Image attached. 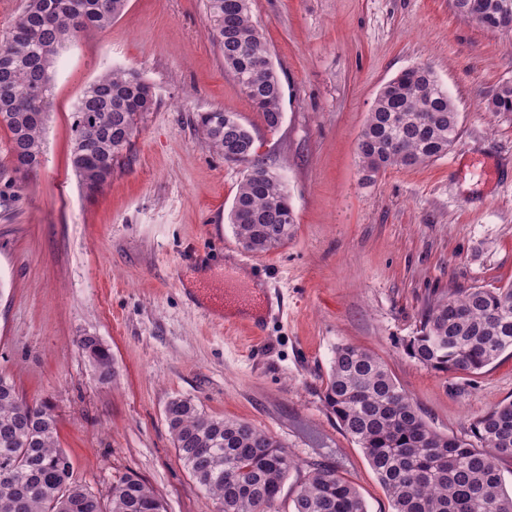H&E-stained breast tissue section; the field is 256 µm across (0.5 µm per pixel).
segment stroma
<instances>
[{
  "label": "stroma",
  "mask_w": 512,
  "mask_h": 512,
  "mask_svg": "<svg viewBox=\"0 0 512 512\" xmlns=\"http://www.w3.org/2000/svg\"><path fill=\"white\" fill-rule=\"evenodd\" d=\"M283 89L268 129L225 70L205 0H128L103 30L78 34L52 71L45 162L13 172L0 130V372L48 400L74 476L100 496L126 474L168 512H217L178 459L164 419L175 396L244 420L300 463L330 462L368 512H391L361 448L325 407L338 345L379 356L436 431L471 438L486 409L512 400V354L479 373L409 357L441 293L512 282V112H488L512 83V33L480 28L452 0H252ZM432 66L460 113L447 156L367 179L357 143L381 88ZM115 68L138 71L157 104L111 181L82 191L70 165L72 112ZM234 113L283 179L295 234L245 253L227 220L246 174L225 162L199 113ZM258 298L247 345L196 291ZM94 336L115 374L99 383L76 345Z\"/></svg>",
  "instance_id": "stroma-1"
}]
</instances>
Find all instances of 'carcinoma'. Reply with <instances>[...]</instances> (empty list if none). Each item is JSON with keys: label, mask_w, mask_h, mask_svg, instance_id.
Here are the masks:
<instances>
[{"label": "carcinoma", "mask_w": 512, "mask_h": 512, "mask_svg": "<svg viewBox=\"0 0 512 512\" xmlns=\"http://www.w3.org/2000/svg\"><path fill=\"white\" fill-rule=\"evenodd\" d=\"M127 0H26L0 37V128L18 173L43 164L42 132L51 69L65 43L87 29L103 30ZM488 29L512 27V0H483ZM208 33L270 129L279 125L282 85L253 20L251 0H206ZM143 76L116 68L90 83L73 112L70 163L87 196L112 179L139 124L154 106ZM488 110L512 112V84ZM198 125L216 153L246 165L229 223L242 247L267 253L293 235L295 215L281 176L259 159L251 131L237 116L214 109ZM459 112L428 64L401 71L379 92L358 137L362 170L371 179L392 168H415L448 153L459 136ZM78 347L102 384L114 376L110 349L93 336ZM411 358L439 372L477 373L512 353V283L450 290L421 315L407 343ZM323 398L341 429L363 451L389 498L391 512H512L501 463L512 461V401L473 422V445L434 430L384 362L357 346L336 347ZM165 420L178 459L219 512H272L299 462L253 424L213 417L194 400L171 398ZM57 420L46 401L19 397L0 373V512H167L146 481L126 475L103 501L73 477L70 456L56 446ZM291 512H367L357 490L333 464H313L290 499Z\"/></svg>", "instance_id": "cac0c4a2"}]
</instances>
